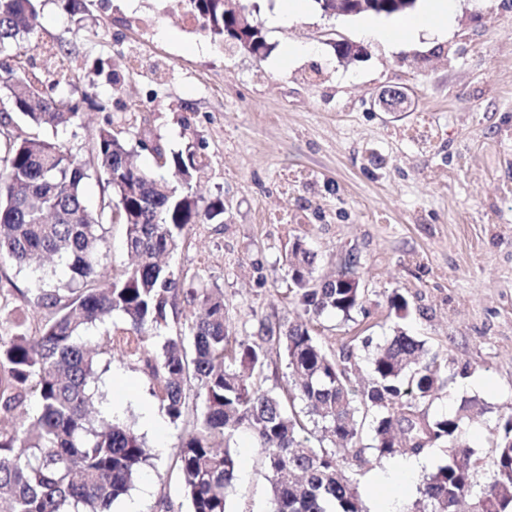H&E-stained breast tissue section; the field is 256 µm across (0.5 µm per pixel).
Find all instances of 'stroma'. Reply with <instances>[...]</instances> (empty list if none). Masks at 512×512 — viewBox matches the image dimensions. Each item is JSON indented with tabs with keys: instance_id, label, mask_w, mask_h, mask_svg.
Instances as JSON below:
<instances>
[{
	"instance_id": "1",
	"label": "stroma",
	"mask_w": 512,
	"mask_h": 512,
	"mask_svg": "<svg viewBox=\"0 0 512 512\" xmlns=\"http://www.w3.org/2000/svg\"><path fill=\"white\" fill-rule=\"evenodd\" d=\"M38 4L37 68L65 70L61 92L107 106L84 107L56 134L88 169L87 204L98 208L103 198L92 149L103 118L129 143L192 153L195 191L224 212L192 225L167 262L183 288H221L238 337L255 335L263 319L303 320L286 296L294 238L315 252L318 280L356 255L366 310L350 321L315 320L320 343L336 357L353 349L357 388L368 346L398 329L423 340L442 383L423 411L453 413L465 398L482 407L467 436L478 461L472 492L486 491L491 430L512 412V0H455L451 23L399 46L365 38L366 16L329 15L314 0L282 26L268 22L277 0H232L262 29V56L185 29L183 0H89L76 16L61 0ZM338 36L360 45L361 56L341 57ZM291 44L312 52L286 56ZM46 47L63 48L64 63L44 57ZM389 88L406 92L403 111L380 110ZM104 228L98 261L115 275L129 263L125 227ZM38 286L30 270L0 266V336L17 318L37 320L25 297ZM395 291L410 306L401 321L389 313ZM101 387L151 454L127 499H138L140 512H189L175 465L189 423L168 424L161 439L145 432L150 382L121 354ZM233 446L249 478L234 480L230 512H269L257 449L244 433Z\"/></svg>"
}]
</instances>
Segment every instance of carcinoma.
<instances>
[{
	"instance_id": "carcinoma-1",
	"label": "carcinoma",
	"mask_w": 512,
	"mask_h": 512,
	"mask_svg": "<svg viewBox=\"0 0 512 512\" xmlns=\"http://www.w3.org/2000/svg\"><path fill=\"white\" fill-rule=\"evenodd\" d=\"M200 29L213 39L265 43L261 29L241 34L225 0H186ZM39 26L36 0H0V52L16 48L14 65L0 73V97L40 132L25 138L0 131V264L19 270L46 255L69 273L42 278L27 298L45 314L37 324L18 319L0 340V418L24 406L30 392L37 412L27 425L0 431V503L10 512H110L126 495L148 459L142 436L130 426L94 419L97 366L118 349L141 368L159 408L174 424L192 418L177 464L190 512H230L228 492L237 456L230 442L248 431L264 454L271 484L270 512H366L347 470L364 461L356 447L361 410H372L375 460L403 451L418 455L415 440L448 441L449 460L422 477L419 498L403 512H512V414L500 419L492 441L494 480L471 496L477 461L464 439V419L478 403L462 401L453 415L429 417L419 405L440 389V367L424 344L404 332L369 353L370 379L350 387L354 351L342 360L328 354L305 324L262 321L255 336L228 347L230 331L219 288H189L186 296L202 317L171 328L177 317L178 279L160 258L187 241L186 232L219 211L204 208L192 193L196 160L181 152H156L171 179L136 167L127 143L106 120L94 149L100 177L110 190L90 209L83 187L89 173L77 153L46 134L74 125L83 104L105 107L84 94L55 91L60 81L37 69L19 40ZM126 227V246L136 262L118 277L99 270L104 219ZM316 255L296 239L286 257L288 291L303 312L353 319L364 309L350 255L335 279L312 278ZM105 326L101 342L84 333ZM283 349L291 389L288 397L262 387L270 347ZM194 382V394L185 385ZM313 429H308V425ZM324 434L311 440L312 430Z\"/></svg>"
}]
</instances>
